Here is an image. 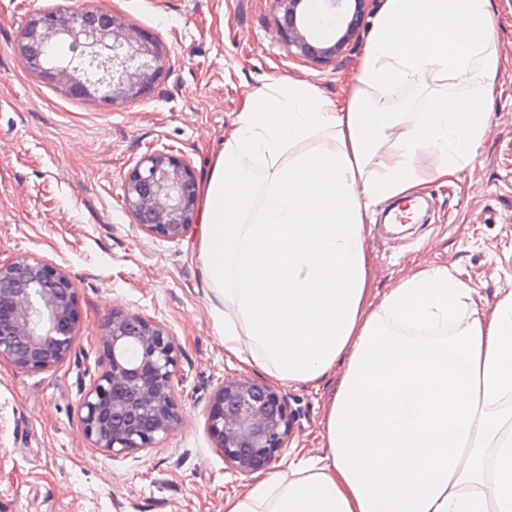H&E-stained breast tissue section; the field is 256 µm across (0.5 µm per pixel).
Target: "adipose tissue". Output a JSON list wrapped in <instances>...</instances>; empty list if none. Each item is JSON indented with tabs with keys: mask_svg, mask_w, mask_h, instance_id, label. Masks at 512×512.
Listing matches in <instances>:
<instances>
[{
	"mask_svg": "<svg viewBox=\"0 0 512 512\" xmlns=\"http://www.w3.org/2000/svg\"><path fill=\"white\" fill-rule=\"evenodd\" d=\"M491 0H384L343 101L247 89L199 188L198 258L224 348L279 381L339 374L322 455L259 472L224 512H512V292L492 315L447 268L379 303L371 205L471 166L497 69ZM420 102L398 104L404 93Z\"/></svg>",
	"mask_w": 512,
	"mask_h": 512,
	"instance_id": "obj_1",
	"label": "adipose tissue"
}]
</instances>
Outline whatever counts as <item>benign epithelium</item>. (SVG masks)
<instances>
[{"label": "benign epithelium", "mask_w": 512, "mask_h": 512, "mask_svg": "<svg viewBox=\"0 0 512 512\" xmlns=\"http://www.w3.org/2000/svg\"><path fill=\"white\" fill-rule=\"evenodd\" d=\"M312 2L274 0L276 33L292 57L332 63L358 41L369 0H319L336 16L327 35L309 25ZM24 38L69 42L71 59L36 53L28 67L66 93L105 104L150 94L166 63L157 34L87 8L38 13ZM196 201L193 168L172 153L145 154L123 184L124 206L148 236L182 237L195 221ZM80 329L78 288L63 268L29 256L0 264V362L24 372L50 371L68 357ZM101 345L107 363L84 392L82 433L92 447L119 458L151 447L173 429L178 344L165 326L127 313L112 315ZM131 346L138 350L135 361L125 356ZM206 421L227 469L240 475L266 469L291 433L283 396L249 377L220 385Z\"/></svg>", "instance_id": "1"}]
</instances>
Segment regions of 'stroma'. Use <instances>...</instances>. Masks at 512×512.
<instances>
[{"label": "stroma", "mask_w": 512, "mask_h": 512, "mask_svg": "<svg viewBox=\"0 0 512 512\" xmlns=\"http://www.w3.org/2000/svg\"><path fill=\"white\" fill-rule=\"evenodd\" d=\"M156 33L169 50L148 96L117 105L70 97L19 57L28 18L83 5ZM498 69L489 131L471 167L451 185H424L421 218L395 239L369 208L364 247L369 288H387L424 265L448 267L490 312L512 291V0H491ZM367 45L331 65L289 56L275 31L273 0H0V263L21 255L62 267L75 281L81 332L48 372L0 363V512H224L249 478L226 469L205 408L224 379L273 385L292 413L291 437L272 464L321 455L319 432L339 378L320 391L275 381L224 350L198 261L199 229L179 240L142 233L125 210V175L148 152L190 162L197 182L234 128L244 87L271 77L313 81L341 98ZM164 325L178 343L177 419L166 439L114 458L82 434L81 399L104 367L100 344L113 314Z\"/></svg>", "instance_id": "35a3bbf8"}]
</instances>
